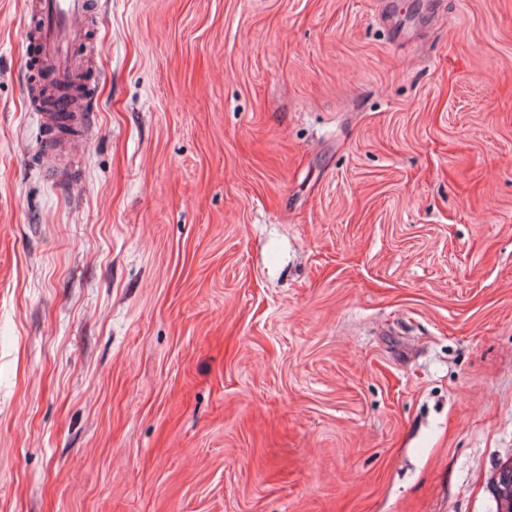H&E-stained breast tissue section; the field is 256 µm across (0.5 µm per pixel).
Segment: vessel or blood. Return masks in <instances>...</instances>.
<instances>
[{
    "label": "vessel or blood",
    "instance_id": "b4317fda",
    "mask_svg": "<svg viewBox=\"0 0 512 512\" xmlns=\"http://www.w3.org/2000/svg\"><path fill=\"white\" fill-rule=\"evenodd\" d=\"M29 9L35 18L29 32L36 47L35 63L50 67L56 84L72 89L68 115L49 111L43 113L42 121L50 130L64 124L85 125L83 107L94 95L93 85L85 79L72 44L82 33L81 22L92 9L91 0H30Z\"/></svg>",
    "mask_w": 512,
    "mask_h": 512
}]
</instances>
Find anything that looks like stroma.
<instances>
[{"label": "stroma", "instance_id": "stroma-1", "mask_svg": "<svg viewBox=\"0 0 512 512\" xmlns=\"http://www.w3.org/2000/svg\"><path fill=\"white\" fill-rule=\"evenodd\" d=\"M68 147L0 0V512H495L512 0H95Z\"/></svg>", "mask_w": 512, "mask_h": 512}]
</instances>
